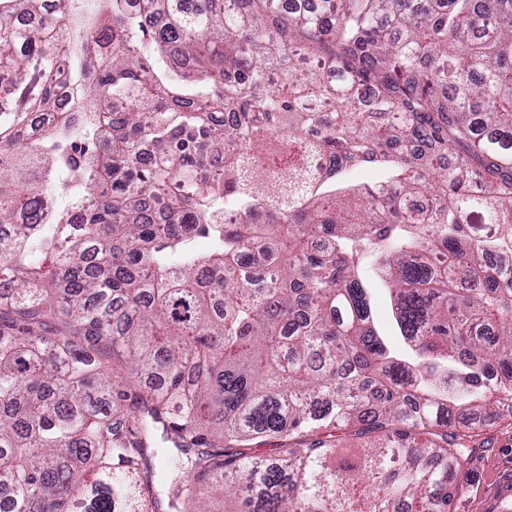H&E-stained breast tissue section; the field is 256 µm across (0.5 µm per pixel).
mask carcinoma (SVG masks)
Returning a JSON list of instances; mask_svg holds the SVG:
<instances>
[{"mask_svg":"<svg viewBox=\"0 0 512 512\" xmlns=\"http://www.w3.org/2000/svg\"><path fill=\"white\" fill-rule=\"evenodd\" d=\"M465 414L512 426V0H0L11 512H437ZM373 311L375 322L385 335H393V319L388 297L378 292L374 297Z\"/></svg>","mask_w":512,"mask_h":512,"instance_id":"cac0c4a2","label":"carcinoma"}]
</instances>
